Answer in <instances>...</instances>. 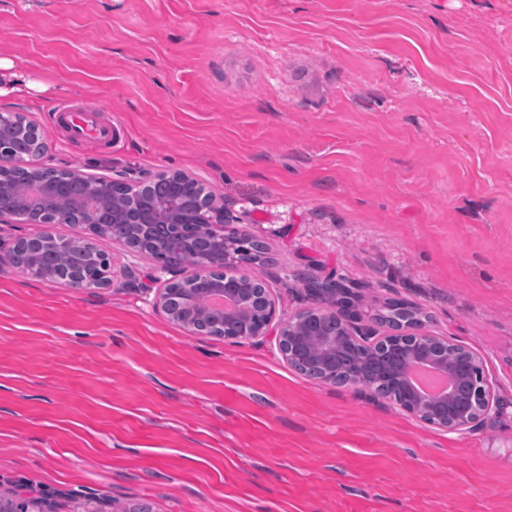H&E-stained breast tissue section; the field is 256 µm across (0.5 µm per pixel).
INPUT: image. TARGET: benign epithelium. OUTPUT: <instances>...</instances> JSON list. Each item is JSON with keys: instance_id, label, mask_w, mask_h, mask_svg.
I'll list each match as a JSON object with an SVG mask.
<instances>
[{"instance_id": "1", "label": "benign epithelium", "mask_w": 512, "mask_h": 512, "mask_svg": "<svg viewBox=\"0 0 512 512\" xmlns=\"http://www.w3.org/2000/svg\"><path fill=\"white\" fill-rule=\"evenodd\" d=\"M118 180L132 191L152 185L156 176L141 173L134 178L121 175ZM110 179L91 181L92 201L83 207L57 206L60 188L46 187L44 194L55 219L83 224L93 231L110 224H130L143 237L155 235V223L175 228L174 240L166 249L181 253L191 239H203L209 256L189 268L164 262L160 271L177 274L165 280L159 307L167 318L196 335H209L213 325L208 317L217 301H229L224 311V337L249 341L274 336L288 365L297 363L323 373L320 381L342 383L375 398V388L383 380L392 382L394 393L386 402L440 430L467 433L480 429L489 413L500 407L484 372L482 358L468 347L435 336L421 325H403L397 330L379 332L373 321L359 308L360 291L342 280L308 281L304 285L307 306L286 322L275 321L276 308L267 289L250 288L254 277L243 272L228 274L243 267L241 259L252 240L241 233L216 199L197 207L177 200L170 210L159 213L140 209L130 211L112 200ZM39 244L67 253L85 248L87 242L61 239L48 231L28 234L9 241L0 237V269L33 270L40 278L63 281L75 290L86 287V280L71 269L56 265L46 270L28 265L30 247ZM414 365L431 366L443 372L449 381L446 389L428 395L415 387L408 377ZM56 503L48 498L33 500L20 510L16 503L0 496V512H55Z\"/></svg>"}]
</instances>
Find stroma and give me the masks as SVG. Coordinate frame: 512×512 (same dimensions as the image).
Segmentation results:
<instances>
[{
    "label": "stroma",
    "instance_id": "obj_1",
    "mask_svg": "<svg viewBox=\"0 0 512 512\" xmlns=\"http://www.w3.org/2000/svg\"><path fill=\"white\" fill-rule=\"evenodd\" d=\"M0 96L92 177L182 171L267 259L276 318L307 280L401 298L484 361L503 415L448 433L304 377L275 337L194 336L156 260L114 284L0 271V492L149 512H512V0H0ZM98 112L114 136L53 114Z\"/></svg>",
    "mask_w": 512,
    "mask_h": 512
}]
</instances>
